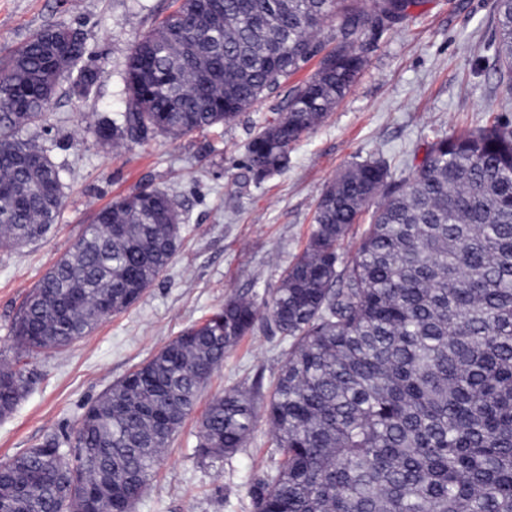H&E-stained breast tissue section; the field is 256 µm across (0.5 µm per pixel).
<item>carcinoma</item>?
<instances>
[{"label": "carcinoma", "mask_w": 512, "mask_h": 512, "mask_svg": "<svg viewBox=\"0 0 512 512\" xmlns=\"http://www.w3.org/2000/svg\"><path fill=\"white\" fill-rule=\"evenodd\" d=\"M418 0H181L126 61L128 102L101 142H140L222 126L333 49L278 117L248 144L257 181L288 166V148L319 124L364 67L366 31L404 20ZM496 62L512 101V0H495ZM85 42L48 27L0 64V245L42 237L64 203L60 167L35 137L65 75L89 88ZM365 160L321 193L302 254L266 303L291 341L264 413L281 459L251 488L254 512H512V125L437 136L411 176L370 215L355 256L338 246L385 186ZM185 221L167 191L142 188L100 209L27 295L13 335L57 350L134 305L172 263ZM112 298V312L100 309ZM259 310L232 297L92 402L64 452L50 437L0 462V512H70L82 487L112 475L99 512L142 496L165 448L224 355ZM29 372L0 364V417ZM255 392L214 396L198 434L202 459L244 447Z\"/></svg>", "instance_id": "obj_1"}]
</instances>
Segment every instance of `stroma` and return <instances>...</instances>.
I'll return each instance as SVG.
<instances>
[{
    "label": "stroma",
    "instance_id": "1",
    "mask_svg": "<svg viewBox=\"0 0 512 512\" xmlns=\"http://www.w3.org/2000/svg\"><path fill=\"white\" fill-rule=\"evenodd\" d=\"M180 2L0 0V60L42 29L62 27L83 34L88 62L101 72L84 93L65 78L30 130L64 167L65 203L42 240L0 248V362L36 374L0 419V461L49 436L66 441L88 405L227 298L263 304L303 252L319 194L352 163L384 160L393 186L410 176L433 138L512 122L497 85L492 0H420L408 20L363 37V70L334 110L290 146L282 173L258 182L247 163L249 141L275 116V95L229 125L103 146L95 129L125 109L132 46ZM143 187L169 191L185 214L173 262L135 305L89 336L60 351L23 354L12 328L29 291L99 209ZM289 350L266 319L257 320L201 391L133 512H254L251 487L279 459L266 422L221 459L201 460L196 434L213 396L256 382L269 396Z\"/></svg>",
    "mask_w": 512,
    "mask_h": 512
}]
</instances>
